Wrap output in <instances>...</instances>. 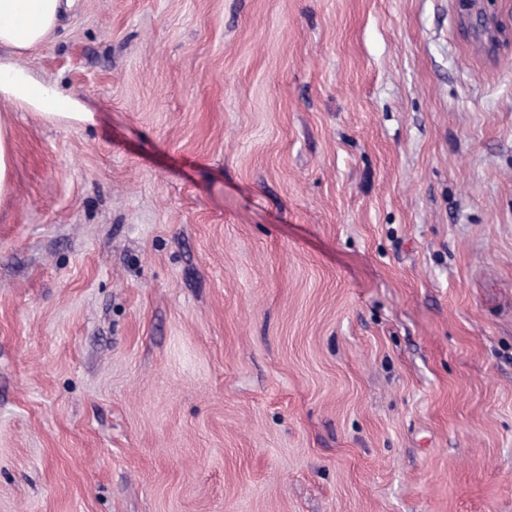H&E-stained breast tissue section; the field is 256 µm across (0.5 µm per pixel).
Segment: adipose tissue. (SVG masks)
I'll use <instances>...</instances> for the list:
<instances>
[{"instance_id": "1", "label": "adipose tissue", "mask_w": 512, "mask_h": 512, "mask_svg": "<svg viewBox=\"0 0 512 512\" xmlns=\"http://www.w3.org/2000/svg\"><path fill=\"white\" fill-rule=\"evenodd\" d=\"M77 0H0V198L7 195L14 149L12 116L30 112L66 128L94 124L83 97L44 82L20 56L50 44Z\"/></svg>"}]
</instances>
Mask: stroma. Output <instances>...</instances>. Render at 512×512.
Masks as SVG:
<instances>
[{"mask_svg":"<svg viewBox=\"0 0 512 512\" xmlns=\"http://www.w3.org/2000/svg\"><path fill=\"white\" fill-rule=\"evenodd\" d=\"M13 121L0 512H512V0H79Z\"/></svg>","mask_w":512,"mask_h":512,"instance_id":"35a3bbf8","label":"stroma"}]
</instances>
